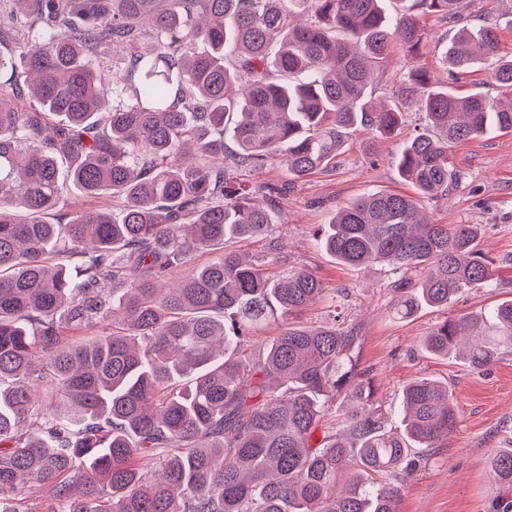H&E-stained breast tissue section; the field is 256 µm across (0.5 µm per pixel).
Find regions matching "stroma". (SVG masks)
I'll list each match as a JSON object with an SVG mask.
<instances>
[{"mask_svg":"<svg viewBox=\"0 0 512 512\" xmlns=\"http://www.w3.org/2000/svg\"><path fill=\"white\" fill-rule=\"evenodd\" d=\"M423 23L428 41L422 61L447 83L449 92L497 96L490 66L449 79L441 57L453 28L433 16L424 17ZM426 130L422 114L412 110L397 136L383 138L366 129L353 132L336 167L297 181L281 159H270L250 179L282 189V196L273 199L255 197L256 204L271 211L279 231L271 238L238 243L237 248L276 271L309 268L335 290L340 324L356 336V368L374 376L387 428H402L400 405L407 383L428 378L453 392L457 426L443 447L418 449L415 468L392 481L396 512H491L494 491L488 458L497 449L512 448V349L500 350L486 370L477 371L455 356L431 354L422 340L444 319L512 300V131L454 145L450 154L460 181L447 195L421 202L435 223L478 225L479 247L496 261L492 287L465 291L448 308L426 306L401 318L394 312L398 273L385 265H342L320 246L322 224L363 194L415 195V188L399 174V155L406 139Z\"/></svg>","mask_w":512,"mask_h":512,"instance_id":"35a3bbf8","label":"stroma"}]
</instances>
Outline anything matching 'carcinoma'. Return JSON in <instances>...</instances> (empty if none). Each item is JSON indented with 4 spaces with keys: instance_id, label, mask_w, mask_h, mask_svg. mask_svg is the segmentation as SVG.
Segmentation results:
<instances>
[{
    "instance_id": "carcinoma-1",
    "label": "carcinoma",
    "mask_w": 512,
    "mask_h": 512,
    "mask_svg": "<svg viewBox=\"0 0 512 512\" xmlns=\"http://www.w3.org/2000/svg\"><path fill=\"white\" fill-rule=\"evenodd\" d=\"M14 2L9 28L0 21L19 48L0 55V512H395L380 484L415 467L414 449L448 440V387L407 385L398 433L336 318L290 323L254 357L259 327L328 296L306 268L272 283L225 251L164 281L227 238L275 233L232 171L280 156L303 179L335 166L352 131L399 129L402 113L372 99L394 41L413 62L398 91L437 131L403 143L401 176L425 198L448 194L461 177L448 147L512 130L496 25L468 22L475 0H409L395 23L383 0ZM421 14L454 24L448 71L488 62L498 96L437 85L418 64ZM111 46L127 74L109 89L98 60ZM295 73L308 80L275 78ZM65 162L85 199L121 209L75 212L60 238L44 215L64 196ZM320 244L342 264L423 272L398 286L401 317L493 281L475 225L435 224L403 194L340 208ZM482 322L491 331L465 360L484 370L512 347V301L446 319L423 344L446 355ZM346 387L354 408L313 443ZM489 467L503 492L493 512H512V448Z\"/></svg>"
}]
</instances>
